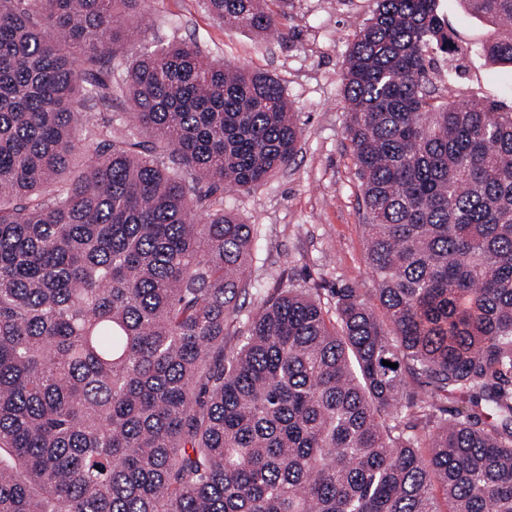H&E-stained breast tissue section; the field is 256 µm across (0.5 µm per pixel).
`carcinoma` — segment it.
<instances>
[{"mask_svg": "<svg viewBox=\"0 0 512 512\" xmlns=\"http://www.w3.org/2000/svg\"><path fill=\"white\" fill-rule=\"evenodd\" d=\"M140 2L0 0V512H512V111L432 102L437 0H377L343 71L378 305L290 286L245 333L214 196L302 129L193 44L122 67ZM266 2L206 0L259 35ZM462 2L512 66V0Z\"/></svg>", "mask_w": 512, "mask_h": 512, "instance_id": "obj_1", "label": "carcinoma"}]
</instances>
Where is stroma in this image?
Segmentation results:
<instances>
[{
    "label": "stroma",
    "mask_w": 512,
    "mask_h": 512,
    "mask_svg": "<svg viewBox=\"0 0 512 512\" xmlns=\"http://www.w3.org/2000/svg\"><path fill=\"white\" fill-rule=\"evenodd\" d=\"M271 7L279 31L260 37L224 28L203 0H145L141 37L122 55L127 62L172 41L195 43L208 60L279 80L297 116L303 136L288 166L256 190L223 194L225 210L256 234L239 300L243 322L282 286L311 289L329 311L341 288L375 298L362 191L346 134L342 72L376 0H272ZM439 14L456 49L432 56L428 72L435 104L479 97L511 107L512 67L494 63L483 51L494 41L495 28L462 0H439Z\"/></svg>",
    "instance_id": "obj_1"
}]
</instances>
